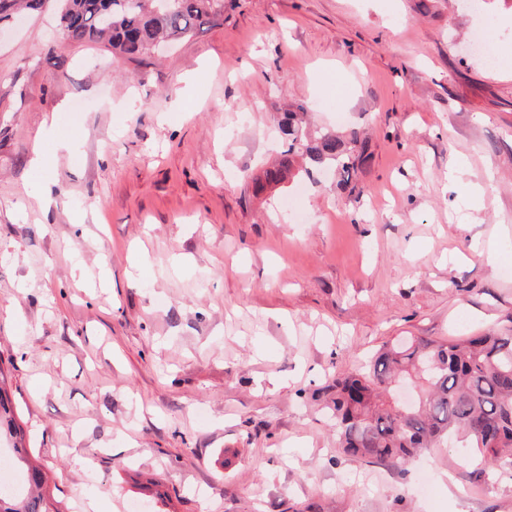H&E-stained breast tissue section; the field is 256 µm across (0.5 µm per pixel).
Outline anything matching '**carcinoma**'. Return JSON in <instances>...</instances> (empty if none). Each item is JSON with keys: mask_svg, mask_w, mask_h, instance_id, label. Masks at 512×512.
Masks as SVG:
<instances>
[{"mask_svg": "<svg viewBox=\"0 0 512 512\" xmlns=\"http://www.w3.org/2000/svg\"><path fill=\"white\" fill-rule=\"evenodd\" d=\"M224 14V0H68L59 12L62 45L100 43L115 58L136 59L161 43L176 42ZM300 103L283 113L278 128L288 141L281 165L266 172L278 184L302 158L305 172L334 166L347 177L355 153L336 138L310 139ZM0 359V436L10 439L11 463L21 485L0 490V512H61L51 502L46 471L32 458ZM327 408L343 453L369 463H405L448 440L495 473L512 470V330L435 343L400 338L369 364L327 389Z\"/></svg>", "mask_w": 512, "mask_h": 512, "instance_id": "1", "label": "carcinoma"}]
</instances>
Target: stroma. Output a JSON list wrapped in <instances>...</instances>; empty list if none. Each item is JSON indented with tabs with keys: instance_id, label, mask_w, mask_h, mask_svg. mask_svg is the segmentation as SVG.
Returning <instances> with one entry per match:
<instances>
[{
	"instance_id": "obj_1",
	"label": "stroma",
	"mask_w": 512,
	"mask_h": 512,
	"mask_svg": "<svg viewBox=\"0 0 512 512\" xmlns=\"http://www.w3.org/2000/svg\"><path fill=\"white\" fill-rule=\"evenodd\" d=\"M57 34L0 20V359L55 498L512 512V476L445 445L366 463L322 408L396 337L512 327V0H224L120 62ZM298 103L366 158L256 191Z\"/></svg>"
}]
</instances>
